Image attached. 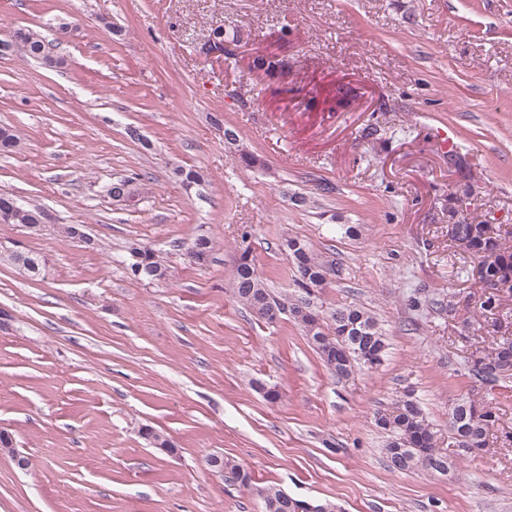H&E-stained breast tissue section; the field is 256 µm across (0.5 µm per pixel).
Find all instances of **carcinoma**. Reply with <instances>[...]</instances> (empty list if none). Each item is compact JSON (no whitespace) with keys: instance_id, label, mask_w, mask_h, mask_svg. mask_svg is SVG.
I'll return each mask as SVG.
<instances>
[{"instance_id":"1","label":"carcinoma","mask_w":512,"mask_h":512,"mask_svg":"<svg viewBox=\"0 0 512 512\" xmlns=\"http://www.w3.org/2000/svg\"><path fill=\"white\" fill-rule=\"evenodd\" d=\"M219 43L214 49L224 52L225 58L232 56L229 45L237 43L239 32L226 30L220 25L212 29ZM14 35L25 45L26 55L41 59L47 64L53 60L42 53L43 40L38 34L18 28ZM20 138L12 127H0V154H12L19 150ZM173 176L182 185L190 188L203 181L202 174L195 169L177 167ZM139 176L129 177L120 185L112 183L107 194L124 193V198L136 196V180ZM16 199L10 194H0V214L9 216L8 224H22L36 228L47 219L45 210L31 203L24 204L22 211H12ZM453 245L463 243L466 251L480 260V279L489 283L496 293L486 297L480 303V309L493 313L498 308V293L512 295V229L503 224H473L462 222L455 225V234L450 238ZM181 249L197 250L192 264L206 266L212 259L213 244L203 235L195 236L188 243H181ZM279 247L289 256L297 272L298 290L288 295H278L269 287L260 275L250 248L241 251V259L234 266L233 296L235 301L249 310L256 318L275 324L282 317L290 316L302 328L314 350L325 367L337 379L348 378L356 365L361 363L356 357H348L346 349L353 345L367 352L373 363L379 365L387 353L385 336L375 316L358 304H344L336 307L322 317L313 305L315 289L321 286L325 260L314 254L307 242L298 236H284ZM12 259L19 270L29 276H38L43 270L41 258L25 252H16ZM127 269L137 279L160 282L167 277L168 267L164 257L153 248L140 243L127 247ZM495 335L488 344L478 348L465 361V365L474 383V389L493 387L500 382L512 379V353L503 356L500 346L505 336L511 334L502 324H494ZM496 415L485 409L480 401L469 397L458 402L452 409L450 427L454 438L467 437L477 444V450L483 451L488 445L490 427L495 424ZM376 425L387 433L390 442L386 448L389 461L400 457V472H412L419 469L433 472L448 470V454L439 447L437 431L426 420L419 405L406 397L395 403L391 411L376 420ZM207 465L224 477V481L242 487L251 485V477L241 464L224 456H211ZM262 501L264 512H298L301 500L290 505L285 491L277 485H265L255 488Z\"/></svg>"}]
</instances>
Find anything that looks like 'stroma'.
I'll use <instances>...</instances> for the list:
<instances>
[{"label":"stroma","instance_id":"35a3bbf8","mask_svg":"<svg viewBox=\"0 0 512 512\" xmlns=\"http://www.w3.org/2000/svg\"><path fill=\"white\" fill-rule=\"evenodd\" d=\"M219 25L245 35L226 60L199 51ZM17 27L55 66L3 47ZM262 56L278 68L255 70ZM0 124L23 139L0 156V192L48 214L36 230L0 224V431L31 462L0 454V512H262L212 454L342 512H512V381L482 393L494 445L464 453L449 430L473 392L463 360L492 326L459 274L474 258L448 241L464 220L512 225V0H0ZM176 165L204 184L170 180ZM134 175V201L108 196ZM200 234L204 268L177 248ZM287 234L342 264L314 303L374 311L381 366L336 379L292 318L269 325L234 301L245 246L294 292ZM133 242L165 256V281L129 274ZM16 252L42 256L44 277L22 276ZM452 294L471 324L444 308ZM407 394L447 473L389 469L375 414ZM218 460L220 463L218 464ZM207 465L215 472L220 473L224 477V481L242 487L251 485V477L241 464L231 458L224 456H211L207 461Z\"/></svg>","mask_w":512,"mask_h":512}]
</instances>
